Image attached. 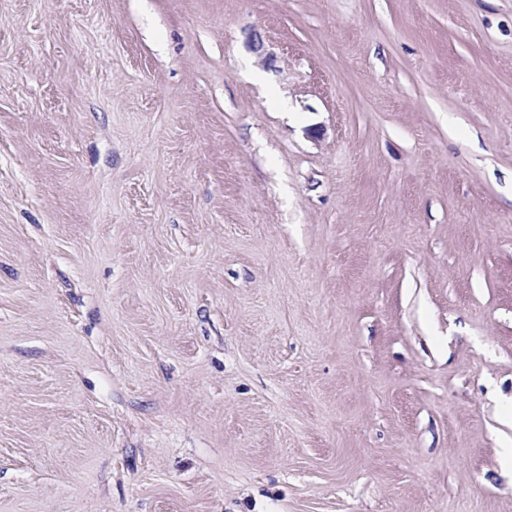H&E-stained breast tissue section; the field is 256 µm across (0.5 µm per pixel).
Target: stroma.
I'll return each instance as SVG.
<instances>
[{
    "mask_svg": "<svg viewBox=\"0 0 512 512\" xmlns=\"http://www.w3.org/2000/svg\"><path fill=\"white\" fill-rule=\"evenodd\" d=\"M0 512H512V0H0Z\"/></svg>",
    "mask_w": 512,
    "mask_h": 512,
    "instance_id": "1",
    "label": "stroma"
}]
</instances>
